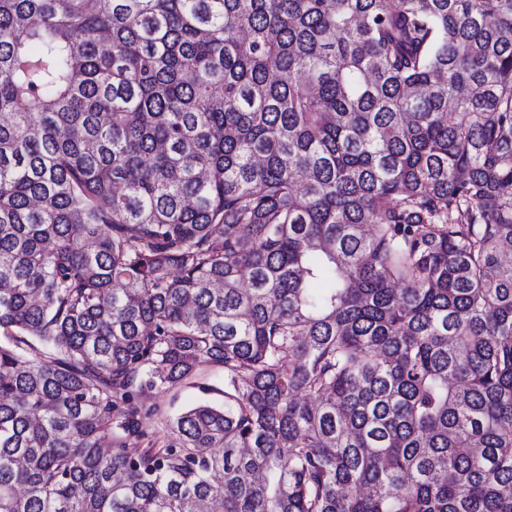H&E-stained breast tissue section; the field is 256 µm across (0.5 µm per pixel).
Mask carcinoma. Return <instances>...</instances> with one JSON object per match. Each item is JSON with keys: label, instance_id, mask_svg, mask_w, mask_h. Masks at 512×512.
I'll return each mask as SVG.
<instances>
[{"label": "carcinoma", "instance_id": "cac0c4a2", "mask_svg": "<svg viewBox=\"0 0 512 512\" xmlns=\"http://www.w3.org/2000/svg\"><path fill=\"white\" fill-rule=\"evenodd\" d=\"M511 253L512 0H0V512H512ZM224 372L221 369H208L199 373L191 384H183L169 391H154L148 394L146 405L157 404L168 415L182 407L196 402H224Z\"/></svg>", "mask_w": 512, "mask_h": 512}]
</instances>
